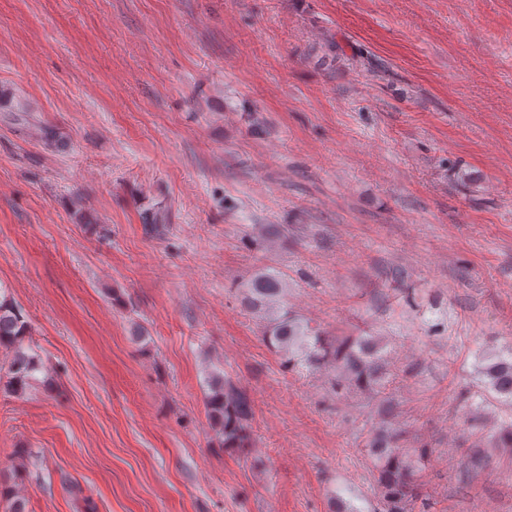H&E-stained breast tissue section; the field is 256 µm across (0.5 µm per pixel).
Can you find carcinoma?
Here are the masks:
<instances>
[{
	"label": "carcinoma",
	"instance_id": "obj_1",
	"mask_svg": "<svg viewBox=\"0 0 512 512\" xmlns=\"http://www.w3.org/2000/svg\"><path fill=\"white\" fill-rule=\"evenodd\" d=\"M288 290V280L278 272H261L248 284L245 302L267 320L264 336L268 344L286 357V362H302L332 373L334 390L353 389L378 394L385 386V360L382 347L373 336L353 340H331L279 310ZM27 325L9 299L0 297V347L14 350L8 389L23 391L39 370L35 356L23 351ZM488 387L499 397L512 400V360L500 358L485 366ZM206 403L209 414L226 448H242L250 440V405L245 393L232 377L218 373L208 380ZM402 434L375 436L369 443L378 471L384 512H411L416 501V465L427 458L425 448H404Z\"/></svg>",
	"mask_w": 512,
	"mask_h": 512
}]
</instances>
